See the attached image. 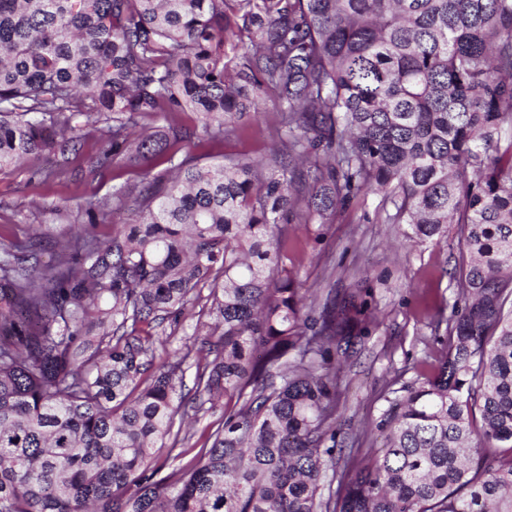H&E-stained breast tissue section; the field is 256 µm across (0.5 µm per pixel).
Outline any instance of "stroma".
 <instances>
[{
  "mask_svg": "<svg viewBox=\"0 0 512 512\" xmlns=\"http://www.w3.org/2000/svg\"><path fill=\"white\" fill-rule=\"evenodd\" d=\"M242 132L215 141H201L195 149L202 162L220 163L225 156L245 153L267 160L275 147L272 132L276 116L271 112L247 115ZM101 147L98 138H85L80 150L70 155L66 182H41L37 171L44 157L0 169V246L22 244L37 238L42 225L58 224L72 233L92 231L106 240L113 224L131 220L120 211L111 222L89 224L85 201L111 198L115 188L140 181L141 164L127 162L98 174L89 173L87 160ZM379 198L370 194L355 199L347 210L324 224H298L288 242V257L307 291L305 311L320 312L328 293L350 294L367 300L370 308L368 335L342 361L341 395L337 401L342 448L357 447L361 464H368L372 451L383 438L374 423L386 406L388 390L413 380L422 362L435 359L441 345L434 332V317L450 309L458 287L450 272L462 250L456 225H449L447 241L406 245L401 224L375 220ZM209 318L200 306H191L179 326L155 328L163 345L157 346V361L168 351H189L184 381L193 384L196 363L202 359L199 335L205 334Z\"/></svg>",
  "mask_w": 512,
  "mask_h": 512,
  "instance_id": "35a3bbf8",
  "label": "stroma"
}]
</instances>
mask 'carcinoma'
<instances>
[{
    "instance_id": "carcinoma-1",
    "label": "carcinoma",
    "mask_w": 512,
    "mask_h": 512,
    "mask_svg": "<svg viewBox=\"0 0 512 512\" xmlns=\"http://www.w3.org/2000/svg\"><path fill=\"white\" fill-rule=\"evenodd\" d=\"M270 105L265 170L139 127L191 112L228 136ZM92 134L91 171L135 153L173 176L88 199L92 224L133 210L104 242L0 255V512H512V0H0V169ZM368 193L408 243L460 226L464 304L356 469L336 397L363 328L348 299L302 315L287 244ZM205 287L220 335L187 389L145 327ZM204 393L234 400L223 425L156 478Z\"/></svg>"
}]
</instances>
